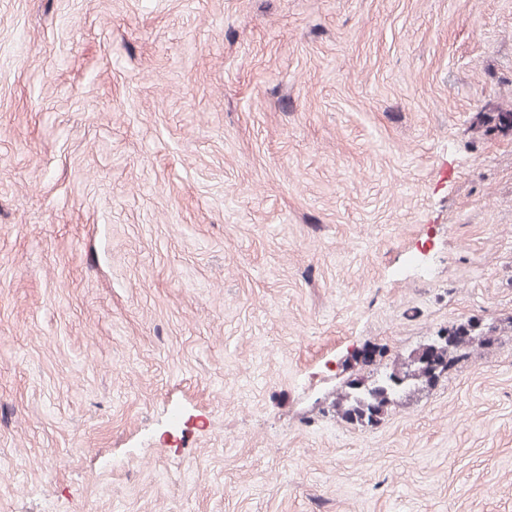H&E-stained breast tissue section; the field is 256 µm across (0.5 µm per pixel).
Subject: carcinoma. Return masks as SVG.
<instances>
[{
    "label": "carcinoma",
    "mask_w": 512,
    "mask_h": 512,
    "mask_svg": "<svg viewBox=\"0 0 512 512\" xmlns=\"http://www.w3.org/2000/svg\"><path fill=\"white\" fill-rule=\"evenodd\" d=\"M476 120L478 128L485 135H512V110L480 112ZM473 342L470 324L449 331L445 339L428 344L408 356L400 364V368L388 377L365 386L360 382H352L351 392L344 394L336 405L337 413L351 421H376L387 410L395 388L403 385L407 379L420 386L433 384L441 373L448 370V350L458 351Z\"/></svg>",
    "instance_id": "cac0c4a2"
}]
</instances>
